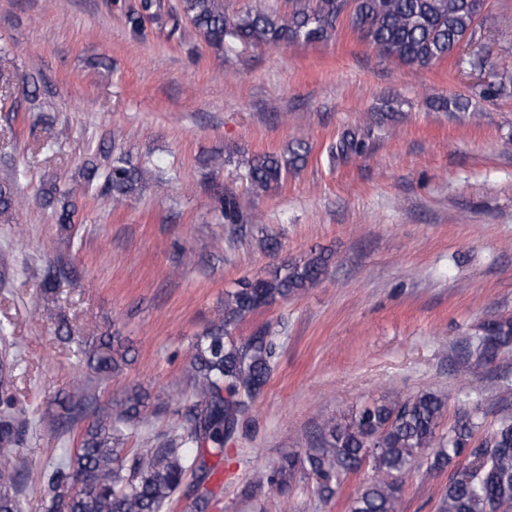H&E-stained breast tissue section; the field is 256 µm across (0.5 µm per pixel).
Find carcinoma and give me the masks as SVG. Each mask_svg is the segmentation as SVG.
<instances>
[{
	"label": "carcinoma",
	"instance_id": "1",
	"mask_svg": "<svg viewBox=\"0 0 512 512\" xmlns=\"http://www.w3.org/2000/svg\"><path fill=\"white\" fill-rule=\"evenodd\" d=\"M287 10L271 0H254L240 11H230L224 0H179L171 14L170 34L189 21L205 42L217 51L224 46L280 47L326 41L347 21L363 41L381 56L408 65L427 67L448 57L454 46L471 36L479 13L469 0H286ZM160 16L157 0H140L128 15V24L140 32ZM470 99L436 98L430 106L443 112L465 111ZM372 128L346 130L331 147L336 159L364 154ZM307 147L298 143L288 156L263 154L246 160L238 177L259 195L279 184L288 168L306 162ZM86 187L103 180V191L119 204L145 180V171L118 155L87 165ZM220 212L230 224L243 222L237 200H219ZM320 253L288 261L265 276L244 279L224 299V319L212 324L194 344L187 369L193 402L179 415L175 434L156 448H127L128 437L153 416L147 394L133 390L116 403L112 415H98L80 432L74 453L63 452L45 472V512H162L169 506L187 475L197 485L213 475L204 449L217 454L237 430L269 382L275 344L267 330L235 339L233 327L246 315L297 294L317 283L328 268ZM68 276L62 266H49L41 286L49 291ZM476 348L489 360L512 343V319H490L481 327ZM126 354L103 341L87 352V363L98 375L114 374ZM17 361L0 360V512H21L18 497L22 473L11 454L20 441L27 408L15 393ZM446 399L430 391L395 395L332 417L322 424L316 446L288 457L271 474L256 475L253 483L282 485L299 468L316 480L324 499L337 495L341 481L369 464L368 485L351 501L349 512H403L402 479L422 453L429 469H451L448 486L437 512H512V413L502 414L495 427L476 438L481 427L469 415L448 433L439 429ZM94 411V400L81 395L70 401L66 413L51 417L43 427L63 434Z\"/></svg>",
	"mask_w": 512,
	"mask_h": 512
}]
</instances>
